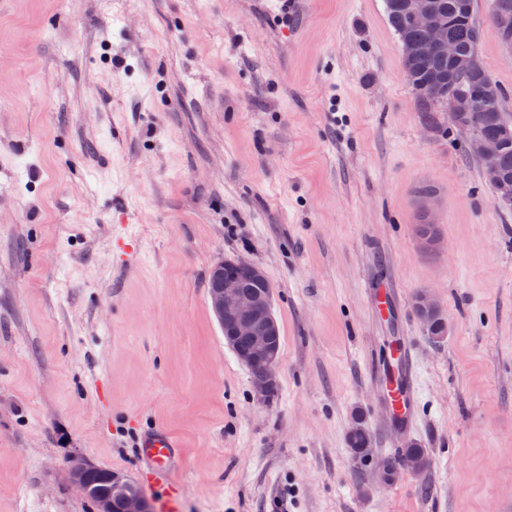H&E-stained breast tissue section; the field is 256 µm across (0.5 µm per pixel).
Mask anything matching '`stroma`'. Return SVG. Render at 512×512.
<instances>
[{"mask_svg":"<svg viewBox=\"0 0 512 512\" xmlns=\"http://www.w3.org/2000/svg\"><path fill=\"white\" fill-rule=\"evenodd\" d=\"M236 256L280 328L262 398L208 297ZM406 338L402 432L381 363ZM357 410L377 457L425 448L429 494L373 484ZM154 429L180 455L149 486ZM77 451L154 512H512V208L447 108L419 109L384 0H0V512H96L66 480ZM421 292L415 294L413 299V308L417 317L423 325L426 335L435 343H439L448 335V322L444 315L438 317H426L419 307V296ZM420 305L424 312L434 316L440 314L443 309L438 300L430 293L423 292L420 296ZM413 353L402 344L398 352V378L396 386L392 390L391 403L406 420L408 425L413 419V409L417 402V394L412 383ZM354 416L358 417L361 420V427L359 430V419L352 418L353 424L351 429L353 431L347 434V446L350 449L353 457L357 459L360 463L363 462V448L366 449L367 457L370 459V461L376 460L375 456V448L373 447V439L369 432V430L365 427L363 422V413L362 411H354ZM359 430V431H358Z\"/></svg>","mask_w":512,"mask_h":512,"instance_id":"stroma-1","label":"stroma"}]
</instances>
